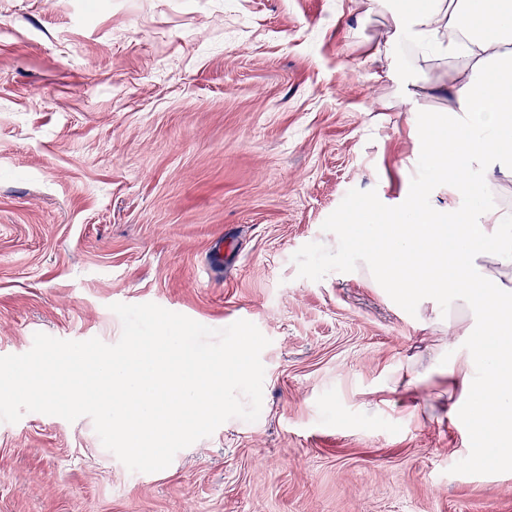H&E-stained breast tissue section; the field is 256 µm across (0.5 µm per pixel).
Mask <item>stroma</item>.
<instances>
[{"label":"stroma","mask_w":512,"mask_h":512,"mask_svg":"<svg viewBox=\"0 0 512 512\" xmlns=\"http://www.w3.org/2000/svg\"><path fill=\"white\" fill-rule=\"evenodd\" d=\"M388 22L377 0H0V356L116 343L114 303L270 340L258 420L158 472L87 416L0 422V512H512V466H473L488 446L429 370L458 291L405 304L336 255L361 200L424 168L374 77Z\"/></svg>","instance_id":"1"}]
</instances>
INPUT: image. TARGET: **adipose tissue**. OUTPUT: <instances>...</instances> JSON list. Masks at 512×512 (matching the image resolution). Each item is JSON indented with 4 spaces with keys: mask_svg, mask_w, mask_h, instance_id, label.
<instances>
[{
    "mask_svg": "<svg viewBox=\"0 0 512 512\" xmlns=\"http://www.w3.org/2000/svg\"><path fill=\"white\" fill-rule=\"evenodd\" d=\"M387 46L415 49L423 63L447 62L452 36L471 44L453 83L407 90L411 102L440 95L447 120L415 126L428 167L404 189L402 205L357 206L365 223L341 224L337 255L353 256L358 272L399 299L419 301L425 289L467 291L483 306L481 329L449 324L463 346L434 372L447 375L459 395L452 413L492 402V438L501 463L512 462V211L487 200L494 181H512V0H406L390 11ZM447 189L449 201L432 208L427 188Z\"/></svg>",
    "mask_w": 512,
    "mask_h": 512,
    "instance_id": "1",
    "label": "adipose tissue"
}]
</instances>
